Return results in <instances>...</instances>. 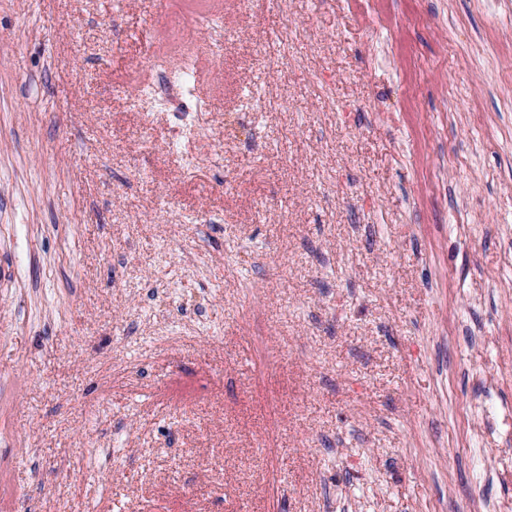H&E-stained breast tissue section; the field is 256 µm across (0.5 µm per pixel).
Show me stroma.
<instances>
[{"mask_svg": "<svg viewBox=\"0 0 512 512\" xmlns=\"http://www.w3.org/2000/svg\"><path fill=\"white\" fill-rule=\"evenodd\" d=\"M0 512H512V0H0Z\"/></svg>", "mask_w": 512, "mask_h": 512, "instance_id": "1", "label": "stroma"}]
</instances>
